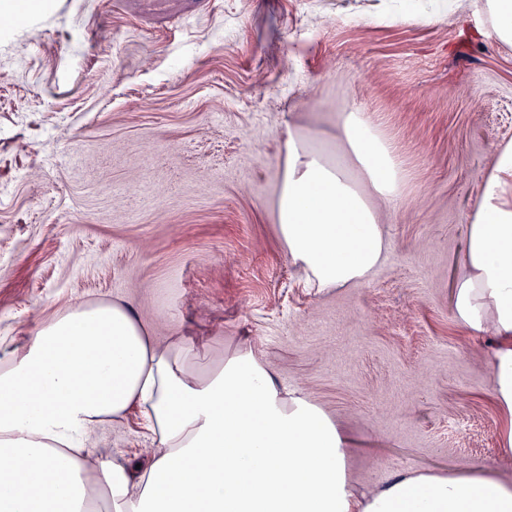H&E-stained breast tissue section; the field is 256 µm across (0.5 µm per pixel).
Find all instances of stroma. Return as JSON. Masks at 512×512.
<instances>
[{"label":"stroma","mask_w":512,"mask_h":512,"mask_svg":"<svg viewBox=\"0 0 512 512\" xmlns=\"http://www.w3.org/2000/svg\"><path fill=\"white\" fill-rule=\"evenodd\" d=\"M448 0H30L0 32V357L80 301L133 304L201 371L241 338L350 436L367 493L503 457L490 337L453 317L466 225L512 144V45ZM364 112L406 180L386 261L320 292L277 233L289 131ZM95 447L148 465L137 416Z\"/></svg>","instance_id":"stroma-1"}]
</instances>
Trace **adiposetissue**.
I'll return each instance as SVG.
<instances>
[{
	"instance_id": "adipose-tissue-1",
	"label": "adipose tissue",
	"mask_w": 512,
	"mask_h": 512,
	"mask_svg": "<svg viewBox=\"0 0 512 512\" xmlns=\"http://www.w3.org/2000/svg\"><path fill=\"white\" fill-rule=\"evenodd\" d=\"M372 118L343 113L332 160L289 135L278 234L326 291L367 278L390 244L347 171L386 203L403 176ZM453 315L489 335L494 397L512 416V144L496 148L466 229ZM140 410L149 465L92 447L95 429ZM348 438L318 405L280 387L250 339L198 374L184 339L159 344L124 301L70 306L0 358V512H512L494 469L397 474L353 490Z\"/></svg>"
}]
</instances>
